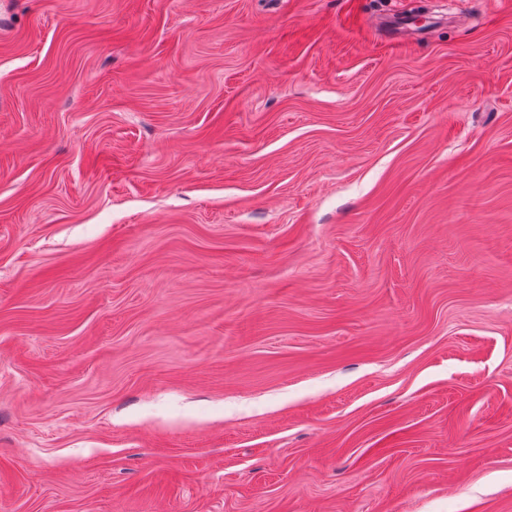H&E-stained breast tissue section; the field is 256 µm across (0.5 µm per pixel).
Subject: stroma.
<instances>
[{
    "label": "stroma",
    "mask_w": 512,
    "mask_h": 512,
    "mask_svg": "<svg viewBox=\"0 0 512 512\" xmlns=\"http://www.w3.org/2000/svg\"><path fill=\"white\" fill-rule=\"evenodd\" d=\"M0 512H512V0H0Z\"/></svg>",
    "instance_id": "1"
}]
</instances>
